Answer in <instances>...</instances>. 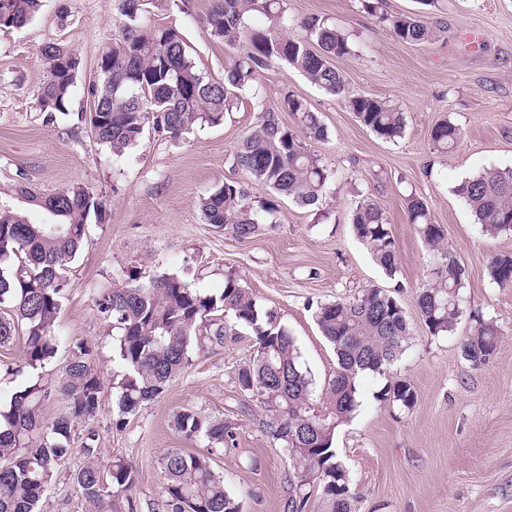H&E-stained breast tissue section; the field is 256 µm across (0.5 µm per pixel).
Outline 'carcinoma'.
<instances>
[{
	"label": "carcinoma",
	"instance_id": "carcinoma-1",
	"mask_svg": "<svg viewBox=\"0 0 512 512\" xmlns=\"http://www.w3.org/2000/svg\"><path fill=\"white\" fill-rule=\"evenodd\" d=\"M186 0H120V30L97 63L87 96L96 107L95 139L112 154L125 158L140 142L146 124L178 138L194 126H218L238 108L240 91L254 85L274 62L283 61L315 86L343 98L356 120L378 137H402L405 116L388 101L346 94L345 81L333 60L352 54L347 35L327 20L308 17L294 23L286 0H212L206 18L210 34L232 50L224 78L199 70L191 50L172 27L156 26L150 7ZM366 11L400 41L421 44L433 31L419 15H388L375 0H363ZM40 0H0V31L26 26L38 12ZM268 21L254 29L248 19ZM297 26L301 36L288 35ZM45 78L37 91L39 110L53 119L69 111L72 89L82 59L62 42L42 45ZM256 122L229 154L231 166L268 186L281 198L313 207L325 197L334 171L310 148L328 136L321 113L299 97L286 94L282 109L294 117L288 126L279 108L255 101ZM464 138L462 127L446 119L431 130L432 148L446 153ZM455 192L470 207L482 231L491 236L512 233V171L488 168L463 180ZM15 199L44 209L48 224H30L9 198L0 197V305L13 316L0 317V345L21 336L22 369L29 373L24 387L0 407V512H39L38 504L71 447L75 424L94 417L102 403L103 386L91 364L92 350L74 346L64 378L50 382L43 370L57 351L54 323L61 309L67 270L87 238L88 220L99 215L102 202L83 186L74 185L43 197L26 184ZM242 184L226 180L202 200L206 223L237 240L253 238L263 224L278 222L277 205L261 202L255 210L243 203ZM409 223L416 227L433 263L416 305L431 336L455 332L462 316V289L467 270L447 243L444 226L433 222L428 204L406 196ZM352 230L388 278L399 271L395 239L380 203L365 197L353 210ZM491 280L512 287V253L492 256ZM397 291L368 288L348 300L320 303L315 320L334 346L339 371L330 387L329 404L313 406L312 379L300 354L275 316L263 310L233 272L225 274L216 294L191 288L177 273L163 272L149 282L124 288H99L94 303L100 316L116 330L115 355L123 374L114 389L115 407L124 416L136 414L156 399L189 365L190 350L202 341L221 343L234 327H246L256 338L253 359L238 369L241 394L254 398L269 414L266 430L282 448L300 479L292 486L287 512H309L311 490L321 491L325 512H355L349 476L340 462L334 438L337 429L358 406L357 378L365 372L384 374L409 348L410 324ZM501 335L497 321L481 316L460 344L463 358L479 367L492 360ZM65 399L67 411L51 423L41 420L43 401L52 393ZM392 401L404 408L415 404L411 384L399 380L389 387ZM175 430L187 440L202 438L207 453L167 451L161 458L165 506L168 512H242L241 501L224 487V478L211 466L213 451L237 445L235 426L222 417L191 410L177 413ZM95 433L87 431L81 448L87 463L75 481L89 512H112L114 498L132 491L131 463L117 459L109 479L95 460Z\"/></svg>",
	"mask_w": 512,
	"mask_h": 512
}]
</instances>
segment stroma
<instances>
[{
    "label": "stroma",
    "instance_id": "35a3bbf8",
    "mask_svg": "<svg viewBox=\"0 0 512 512\" xmlns=\"http://www.w3.org/2000/svg\"><path fill=\"white\" fill-rule=\"evenodd\" d=\"M118 5L43 0L28 25L0 32V191L21 179L44 195L81 184L105 205L102 220L89 222L83 250L67 274L57 353L46 367L53 379L62 378L71 347L87 344L104 385L102 405L76 426L71 453L42 497V512H86L72 475L86 462L81 441L89 429L102 468L118 458L135 468V487L130 499L118 500L119 512H166L163 453L203 449L174 428L175 414L184 409L234 424L235 449L215 452L211 465L242 501L243 512H287L298 472L269 437L263 407L236 388L237 371L255 349L247 330L193 349L190 366L136 415L122 416L115 408L113 383L121 367L94 293L145 283L164 270L182 274L203 293L220 291L225 272L235 271L294 340L318 408L329 400L338 363L315 322L317 305L370 287L397 289L412 329L410 347L390 371L359 376V406L336 435L355 512H512V288L498 287L488 273L493 255L512 253V235H484L455 191L483 169H512V0H443L425 17L434 31L425 44L399 41L364 11L361 0H287L291 17H324L349 35L353 55L334 64L349 94L383 98L405 113L397 141L379 138L341 99L276 63L256 90L243 91L238 110L222 125L196 127L176 141L146 129L139 146L116 163L80 115L89 109L86 86L97 60L118 31ZM62 8L69 14L64 27L56 18ZM210 9L211 0H190L189 13L156 8L151 19L176 27L196 65L220 79L229 51L203 23ZM53 40L73 46L83 66L69 113L49 122L36 100L45 76L38 49ZM289 92L321 114L328 138L311 148L335 176L321 209L280 199L277 223L237 240L204 223L201 200L228 179L243 183L251 205L271 199L269 188L231 167L228 157L255 122L254 94L274 105ZM444 118L462 126L465 136L436 154L430 132ZM411 193L427 201L468 272L462 317L448 336H429L416 307L430 257L407 220ZM366 196L381 203L391 226L396 278L384 275L349 224ZM476 315L496 318L501 329L496 356L480 367L460 352ZM397 380L414 388L412 408L387 396Z\"/></svg>",
    "mask_w": 512,
    "mask_h": 512
}]
</instances>
